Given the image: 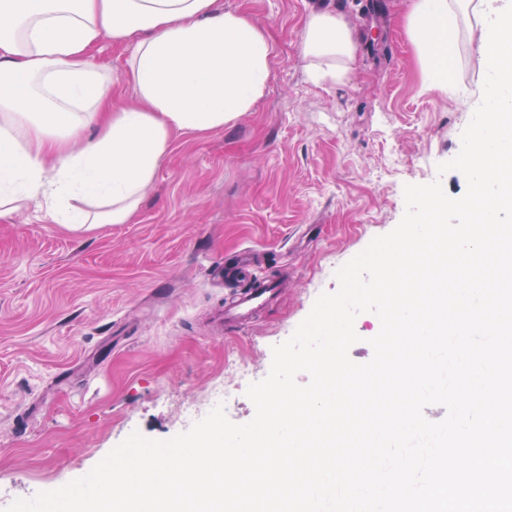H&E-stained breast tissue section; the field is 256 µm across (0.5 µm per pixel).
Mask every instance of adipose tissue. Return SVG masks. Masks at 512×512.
I'll return each instance as SVG.
<instances>
[{"mask_svg": "<svg viewBox=\"0 0 512 512\" xmlns=\"http://www.w3.org/2000/svg\"><path fill=\"white\" fill-rule=\"evenodd\" d=\"M105 36L132 49L131 107L93 60ZM356 49L344 16L309 11L313 82L347 77ZM270 75L265 31L217 0H0V217L130 223L174 134L251 111Z\"/></svg>", "mask_w": 512, "mask_h": 512, "instance_id": "1", "label": "adipose tissue"}]
</instances>
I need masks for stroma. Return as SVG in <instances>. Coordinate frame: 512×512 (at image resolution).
Masks as SVG:
<instances>
[{"label": "stroma", "mask_w": 512, "mask_h": 512, "mask_svg": "<svg viewBox=\"0 0 512 512\" xmlns=\"http://www.w3.org/2000/svg\"><path fill=\"white\" fill-rule=\"evenodd\" d=\"M323 5L359 36L347 79L313 83L299 51ZM265 28L271 76L252 111L171 140L132 221L74 231L44 214L0 218V512L87 475L132 433L185 432L184 405L234 383L231 362L265 378L336 272L405 212L404 188L461 147L486 70L466 28L452 43L456 82L428 87L403 26L406 0H218ZM128 46L95 52L112 105H134ZM281 296L239 327L217 315L239 291L238 255Z\"/></svg>", "instance_id": "obj_1"}]
</instances>
